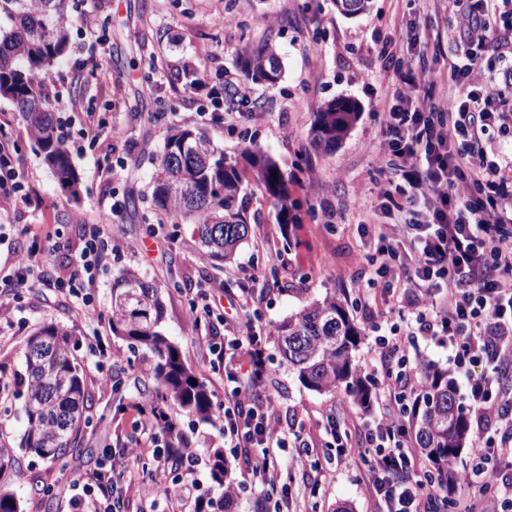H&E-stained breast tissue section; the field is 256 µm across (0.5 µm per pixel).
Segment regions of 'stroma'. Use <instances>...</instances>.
Wrapping results in <instances>:
<instances>
[{
  "mask_svg": "<svg viewBox=\"0 0 512 512\" xmlns=\"http://www.w3.org/2000/svg\"><path fill=\"white\" fill-rule=\"evenodd\" d=\"M420 7V0H372L370 12L347 17L332 0H69V48L44 91L61 134L75 143L71 160L81 194L74 200L61 192L21 114L1 98L0 135L19 147L33 202L0 210V268L10 266L15 251L48 242L51 268L69 274L84 225L111 215L114 250L104 256L92 290L103 318L84 320L76 298L54 290L0 284V305L10 317L0 324V376L9 379L22 370L28 336L51 322L73 328L82 339L98 336L119 360L108 365L111 382L106 385L95 358L78 353L93 395L84 451L65 472L20 454L5 479L22 497L26 512H64L73 495V473L99 466L113 432L131 435L132 416L119 414V406L152 391L154 355L130 352L106 320L113 281L123 272L135 270L170 285L162 330L217 403L224 398V377L206 367L207 343L189 320V301L200 287L220 296L234 287L235 276L255 272L263 291L256 306L265 322L277 323L333 293L362 331H369L371 316L382 311L381 290L371 289L367 302L357 300L356 284L372 277L374 268L360 230L363 214L353 206L357 197L372 201L380 177L376 156L365 149L378 136L381 121L366 74L375 69L377 34L388 33L394 18ZM88 15L95 17V29L85 27ZM268 38L279 49L283 77L273 86L252 85L251 98L239 104L235 120H220L204 93L180 79L187 65L214 83L243 80L240 49ZM101 66L111 70L109 80L95 78L93 71ZM335 99L355 101L359 118L339 145L325 150L313 143L309 131L315 112ZM173 125L205 132L230 154L245 146L260 148L293 175L292 196L307 210L294 232L297 245L287 243L270 199L254 183L246 191L249 241L221 271L195 246L192 225L160 219L146 203L130 212L128 196L151 193L148 157L161 149ZM267 353L269 377L262 398L271 399L280 427L304 431L309 454L327 470L320 512L341 506L349 512H379L365 490L360 465H332L326 446L328 410L340 401L356 411L352 396L306 389L275 346ZM21 406L13 386L0 385V446L18 447L25 429ZM46 480L55 484L50 498L41 490Z\"/></svg>",
  "mask_w": 512,
  "mask_h": 512,
  "instance_id": "stroma-1",
  "label": "stroma"
}]
</instances>
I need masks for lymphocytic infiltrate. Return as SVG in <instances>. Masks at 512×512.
<instances>
[{"label":"lymphocytic infiltrate","instance_id":"f902f5d3","mask_svg":"<svg viewBox=\"0 0 512 512\" xmlns=\"http://www.w3.org/2000/svg\"><path fill=\"white\" fill-rule=\"evenodd\" d=\"M448 31L468 35L477 49L465 50L447 70L429 66L431 39L418 19L401 20L397 37L375 40L379 68L394 77L378 93L380 136L369 150L381 159L377 203L366 215L365 231L375 242L376 283L388 295L391 313L372 336L373 356L363 368L379 379L372 400L377 413L364 433L352 434L353 416L335 407L329 416L330 448L340 462L361 461L368 494L382 512H437L441 495L429 475L418 473L407 449L406 419L427 375L410 350L419 340L442 338L465 383V411L475 425V443L459 471L460 492L451 512H512V159L489 160V132L512 141V115L503 108L497 83L512 81L498 71V59L512 54V0H448ZM406 50L397 56L393 39ZM18 148L0 139V207L29 202ZM112 233L96 224L73 258L76 273L47 271L42 254H17L8 279L16 288H49L80 297L89 319L101 313L90 290ZM247 287L230 297L238 321L224 326V340L209 343L208 362L223 371L224 401L219 430L229 455L251 449L248 474L259 486L280 484L288 464L278 449L303 445V431L280 430L273 405L256 399L267 376V329L248 312L256 301ZM134 447L120 464H101L71 479L81 496L71 512H122L135 491L179 503V512H202V497L191 487L167 481L169 465L194 475L201 457L175 416L131 402ZM151 450L156 469L151 485L114 482V470L134 472L139 452Z\"/></svg>","mask_w":512,"mask_h":512}]
</instances>
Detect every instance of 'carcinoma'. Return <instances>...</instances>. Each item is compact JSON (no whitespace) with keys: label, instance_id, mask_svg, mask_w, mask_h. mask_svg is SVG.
<instances>
[{"label":"carcinoma","instance_id":"carcinoma-1","mask_svg":"<svg viewBox=\"0 0 512 512\" xmlns=\"http://www.w3.org/2000/svg\"><path fill=\"white\" fill-rule=\"evenodd\" d=\"M67 2L0 0V21L9 24L0 29V96L16 105L61 190L76 199L80 180L42 92L43 80L68 49ZM239 59L244 76L253 83H270L265 69L274 64L282 67L279 51L268 39L244 46ZM358 115L350 100L326 103L310 129L313 143L324 149L335 147ZM151 161L154 210L195 225L198 244L215 267L232 262L249 238L245 183L253 180L263 186L279 224L289 229L301 223L300 206L288 191L290 179L264 152L246 147L240 157H231L204 133L172 126ZM164 292L166 286L154 279L133 271L122 273L112 284L108 318L112 334L133 349L155 355L153 399L171 400L186 414L210 421L215 407L207 386L161 330ZM269 337L304 387L319 394L343 390L359 408L371 407L370 382L355 360L361 330L336 295L328 293L273 324ZM79 347L72 328L49 323L39 327L23 348L24 369L11 384L23 398L26 429L18 449L0 448V512H23L17 493L2 481L17 463L16 451L33 454L62 471L83 452L78 437L89 423L86 411L93 397L75 357ZM407 430L425 453L441 490L454 493L457 480L448 462L460 455L469 426L448 372L430 370V382L408 415ZM211 459V478L221 493L208 497V510L230 512L238 497L224 449H212Z\"/></svg>","mask_w":512,"mask_h":512}]
</instances>
